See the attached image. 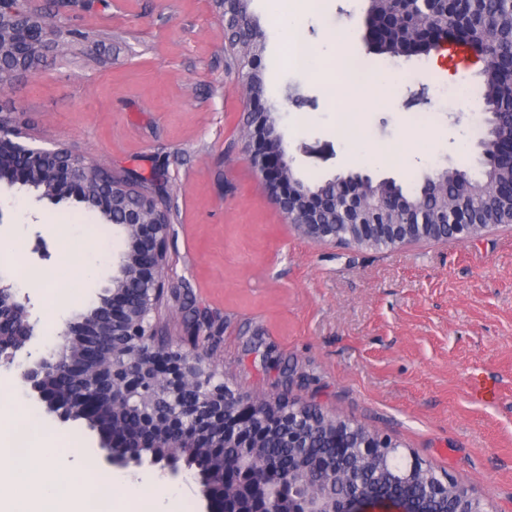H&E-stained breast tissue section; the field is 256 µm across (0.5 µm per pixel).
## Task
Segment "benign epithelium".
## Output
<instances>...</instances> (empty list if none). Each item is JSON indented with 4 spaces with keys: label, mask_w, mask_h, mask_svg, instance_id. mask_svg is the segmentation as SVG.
<instances>
[{
    "label": "benign epithelium",
    "mask_w": 512,
    "mask_h": 512,
    "mask_svg": "<svg viewBox=\"0 0 512 512\" xmlns=\"http://www.w3.org/2000/svg\"><path fill=\"white\" fill-rule=\"evenodd\" d=\"M445 21L433 26L416 19L417 38L426 49L438 52L454 37L474 47L485 59L498 56L495 33L479 17V0L468 3V18L450 24L451 10L439 12L436 0H371V5L395 4L400 13H413L412 2ZM31 0H0V23L9 22L8 46L0 45V78L12 80L30 72L45 50L66 54V32L51 28ZM487 136L477 143L483 166L500 174L489 198L485 183L471 180L470 192L445 207L436 217L418 215L417 197L436 176L427 174L409 200L397 194L373 197L374 188L392 182L379 181L360 172H339L326 180L334 193L309 189L293 169L285 145H272L276 119L271 112H250L247 138L251 157L265 193L287 224L316 244L341 243L365 248H395L422 240L440 241L456 236L466 240L489 226L512 224V113L503 122L491 108L484 112ZM32 135L8 114H0V155L13 157L0 164V183L9 187H35L33 177L44 178L43 193L34 200L58 205L83 201L91 195L109 197L121 209L120 223L112 235L121 241L112 256V278L98 293L95 305L67 320L58 336L61 345L78 336L86 355L66 358L63 351L43 353L34 346L38 321L31 318L29 296L0 279V367L15 368L29 396L60 423L77 413L95 425L105 460L117 469L157 467L162 476L177 482L191 470L189 449L197 446L198 428L219 427V446L249 448L262 461L266 478L241 484L238 475L247 464H234L217 478L207 472L194 475L204 501V512H230L224 487H234L253 497L256 512H283L282 493H288V512H364L366 505H385L395 512H415L408 501L379 497L367 490L371 472L357 484L340 487L335 472L317 465L307 472L282 468L265 459L259 442L267 427L279 425L288 435V447L298 443L303 420L316 417L333 429L336 441L348 439L344 427L350 421L315 405L298 402L281 393L265 399L245 391L218 371L210 353L194 342H155L157 327L166 311L168 294V243L173 214L165 194L146 192L136 184L104 174L99 167L71 149L45 148L30 142ZM136 413L145 422L160 426V438L175 457L158 460L147 456L153 440L143 429L132 432L120 426L100 424L102 407ZM399 445L385 434L367 432L360 453L369 460L390 466ZM428 494L444 505V512H486L470 488L436 471L426 479Z\"/></svg>",
    "instance_id": "7a95c632"
}]
</instances>
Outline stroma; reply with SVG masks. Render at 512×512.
<instances>
[{
  "mask_svg": "<svg viewBox=\"0 0 512 512\" xmlns=\"http://www.w3.org/2000/svg\"><path fill=\"white\" fill-rule=\"evenodd\" d=\"M70 36L66 56L0 88V112L46 144H65L116 175L157 177L175 212L168 247L172 314L163 331L194 340L259 395L285 392L397 440L470 484L489 512H512V226L467 241L365 249L315 244L283 222L263 192L243 132L248 89L227 66L213 0H38ZM368 0H317L300 34L314 54L293 65L281 26L289 0H250L265 31L263 100L274 106L295 170L394 178L413 187L435 166L480 173L476 125L483 77L472 53L373 55L382 94L347 98L331 62L367 53ZM434 113L411 121V95ZM369 145L377 160L366 159ZM43 237L48 259L32 247ZM111 225L67 204L0 193V278L29 294L42 347L56 348L46 286L25 268L62 273L95 259L87 300L112 277ZM496 390L488 399L475 389ZM43 416L60 464L117 473L115 498L154 469L114 471L85 421Z\"/></svg>",
  "mask_w": 512,
  "mask_h": 512,
  "instance_id": "stroma-1",
  "label": "stroma"
}]
</instances>
